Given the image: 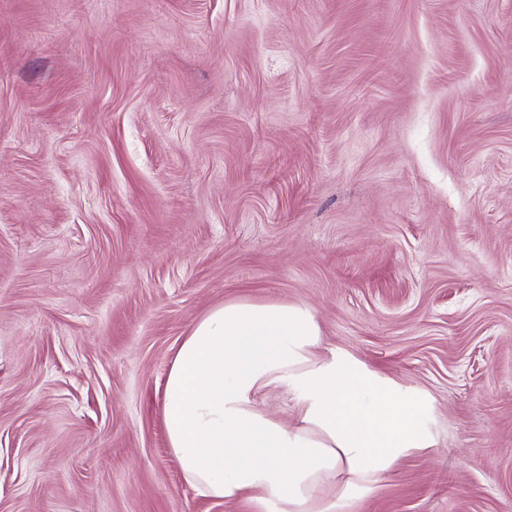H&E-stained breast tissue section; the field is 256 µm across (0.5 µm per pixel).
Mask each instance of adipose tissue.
Listing matches in <instances>:
<instances>
[{
	"label": "adipose tissue",
	"instance_id": "adipose-tissue-1",
	"mask_svg": "<svg viewBox=\"0 0 512 512\" xmlns=\"http://www.w3.org/2000/svg\"><path fill=\"white\" fill-rule=\"evenodd\" d=\"M306 306L238 298L210 309L180 344L164 424L185 482L256 512H336L409 451L435 444L427 394L341 352L321 351ZM287 395L293 420L260 403Z\"/></svg>",
	"mask_w": 512,
	"mask_h": 512
}]
</instances>
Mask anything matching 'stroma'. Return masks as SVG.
I'll return each mask as SVG.
<instances>
[{"instance_id": "35a3bbf8", "label": "stroma", "mask_w": 512, "mask_h": 512, "mask_svg": "<svg viewBox=\"0 0 512 512\" xmlns=\"http://www.w3.org/2000/svg\"><path fill=\"white\" fill-rule=\"evenodd\" d=\"M242 296L433 400L339 512H512V0H0V512H253L163 423Z\"/></svg>"}]
</instances>
